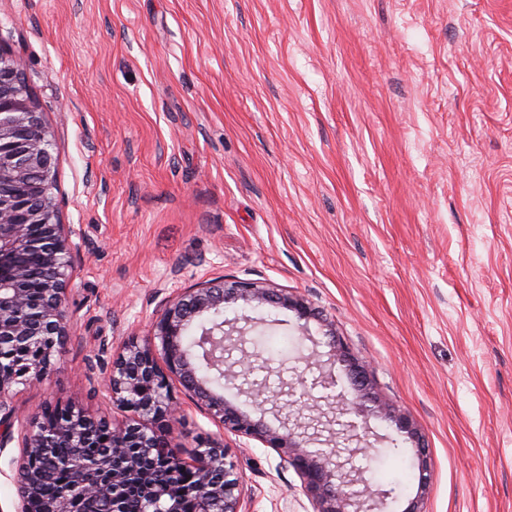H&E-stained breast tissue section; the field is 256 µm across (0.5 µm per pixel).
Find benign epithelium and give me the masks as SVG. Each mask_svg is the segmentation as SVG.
Returning a JSON list of instances; mask_svg holds the SVG:
<instances>
[{
  "mask_svg": "<svg viewBox=\"0 0 512 512\" xmlns=\"http://www.w3.org/2000/svg\"><path fill=\"white\" fill-rule=\"evenodd\" d=\"M55 169L42 112L26 95L23 62L0 48V447L15 441L21 448L16 472L22 480L16 482L15 512H72L71 504L77 500H105L112 503L111 512H126L134 489L151 506L149 512H182L166 485L154 479L159 462L172 481L187 470L194 472L195 481L183 493L199 504V512H212L214 502L220 504V512H240V480L223 444L203 443L189 462L172 450L174 427L184 418V409L172 395V379L223 431L274 449L302 478L314 512L380 508L389 492L372 489L355 468L344 469L334 451L308 449L311 439L297 432L306 426L302 413L281 421L278 428L252 418L224 399V393L214 387L213 376L201 371L184 346V333L193 321L207 317L210 327L202 328L196 346L209 369L233 383L260 354L246 352L239 360L228 357L234 348L245 345L255 320L246 314L226 320L227 306L242 301L292 310L301 334H309L308 323L316 317L311 303L268 285L218 278L185 288L166 303L150 336L126 342L101 381L116 413L107 446L89 440V428L96 419L75 405L56 421L18 414L12 387L43 378L70 340L68 292L77 246L70 226L57 222L48 193ZM26 257L36 258L46 271L37 285L22 262ZM325 327L328 360L346 367L353 389L350 399L336 397V410L341 415L383 418L417 441L419 485L426 489L427 456L412 419L373 392L367 362L336 338L332 325ZM244 393L258 407L275 408L280 396L263 385L250 386ZM61 442L69 448L64 457L53 452ZM93 447L97 451L88 453ZM56 467L67 468L72 483L48 501L30 497L26 486L46 481ZM359 484L363 489H355Z\"/></svg>",
  "mask_w": 512,
  "mask_h": 512,
  "instance_id": "benign-epithelium-1",
  "label": "benign epithelium"
}]
</instances>
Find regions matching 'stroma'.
<instances>
[{
  "mask_svg": "<svg viewBox=\"0 0 512 512\" xmlns=\"http://www.w3.org/2000/svg\"><path fill=\"white\" fill-rule=\"evenodd\" d=\"M75 230L73 340L19 384L25 416L107 415L89 365L217 277L319 314L269 382L319 386L323 325L368 360L430 462L400 454L388 512H512V0H0ZM183 458L223 440L243 512H313L293 467L221 433L181 387Z\"/></svg>",
  "mask_w": 512,
  "mask_h": 512,
  "instance_id": "35a3bbf8",
  "label": "stroma"
}]
</instances>
